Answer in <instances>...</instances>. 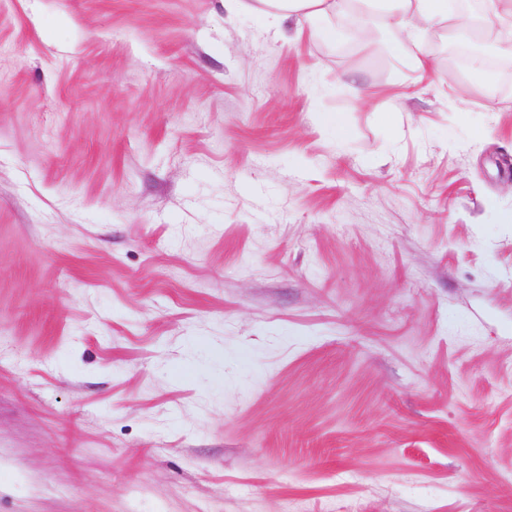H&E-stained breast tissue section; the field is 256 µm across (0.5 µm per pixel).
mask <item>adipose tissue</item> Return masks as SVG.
<instances>
[{
  "instance_id": "1",
  "label": "adipose tissue",
  "mask_w": 512,
  "mask_h": 512,
  "mask_svg": "<svg viewBox=\"0 0 512 512\" xmlns=\"http://www.w3.org/2000/svg\"><path fill=\"white\" fill-rule=\"evenodd\" d=\"M239 10L252 14L267 29L294 18L310 34L323 42L333 43L343 38L346 30L354 29L371 43L375 32L384 31L394 47L416 45L408 65L419 79L429 78L435 64L420 52L419 46L431 29L451 22L454 28L481 32L501 30L504 39L512 43V0H486V7L477 19L463 16L453 8L452 0H236ZM342 17L344 27L333 25V17Z\"/></svg>"
}]
</instances>
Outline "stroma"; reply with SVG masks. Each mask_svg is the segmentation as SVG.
Wrapping results in <instances>:
<instances>
[{"instance_id":"35a3bbf8","label":"stroma","mask_w":512,"mask_h":512,"mask_svg":"<svg viewBox=\"0 0 512 512\" xmlns=\"http://www.w3.org/2000/svg\"><path fill=\"white\" fill-rule=\"evenodd\" d=\"M480 44L491 86L419 84L224 0H5L0 512H512Z\"/></svg>"}]
</instances>
